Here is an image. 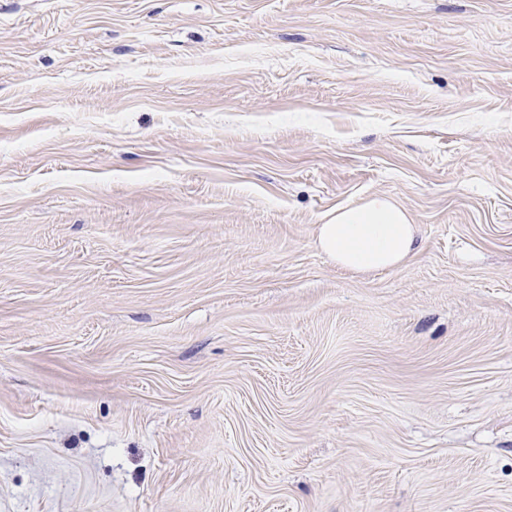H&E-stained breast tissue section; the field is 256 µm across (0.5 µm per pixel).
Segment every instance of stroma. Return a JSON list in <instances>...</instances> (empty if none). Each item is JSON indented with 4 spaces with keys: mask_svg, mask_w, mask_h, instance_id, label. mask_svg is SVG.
<instances>
[{
    "mask_svg": "<svg viewBox=\"0 0 512 512\" xmlns=\"http://www.w3.org/2000/svg\"><path fill=\"white\" fill-rule=\"evenodd\" d=\"M0 512H512V0H0ZM318 244L337 266L364 274L396 268L420 249L417 225L384 194L328 214Z\"/></svg>",
    "mask_w": 512,
    "mask_h": 512,
    "instance_id": "stroma-1",
    "label": "stroma"
}]
</instances>
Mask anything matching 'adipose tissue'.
<instances>
[{"label": "adipose tissue", "mask_w": 512, "mask_h": 512, "mask_svg": "<svg viewBox=\"0 0 512 512\" xmlns=\"http://www.w3.org/2000/svg\"><path fill=\"white\" fill-rule=\"evenodd\" d=\"M318 244L337 266L364 274L398 267L420 249L416 224L384 194L328 214Z\"/></svg>", "instance_id": "obj_1"}]
</instances>
